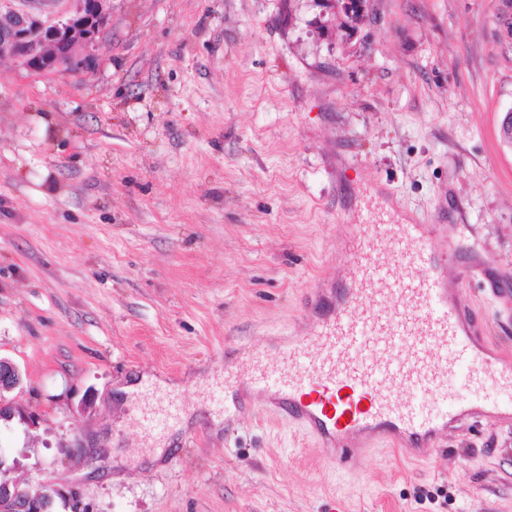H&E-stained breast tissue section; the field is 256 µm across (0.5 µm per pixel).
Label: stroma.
Returning <instances> with one entry per match:
<instances>
[{
  "mask_svg": "<svg viewBox=\"0 0 512 512\" xmlns=\"http://www.w3.org/2000/svg\"><path fill=\"white\" fill-rule=\"evenodd\" d=\"M499 3L371 0L350 36L323 0H112L91 66L0 55V356L41 417L0 421L7 479L87 512H512V422L347 467L253 392L215 425L211 382L309 335L361 224L447 225L462 308L512 351ZM142 374L177 431L113 399Z\"/></svg>",
  "mask_w": 512,
  "mask_h": 512,
  "instance_id": "stroma-1",
  "label": "stroma"
}]
</instances>
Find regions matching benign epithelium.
Masks as SVG:
<instances>
[{
  "label": "benign epithelium",
  "mask_w": 512,
  "mask_h": 512,
  "mask_svg": "<svg viewBox=\"0 0 512 512\" xmlns=\"http://www.w3.org/2000/svg\"><path fill=\"white\" fill-rule=\"evenodd\" d=\"M69 2L60 12L57 5ZM111 0H3L0 3V49L31 73L61 72L87 67L94 60L97 38L108 22ZM344 24L357 28L366 18L370 0H324ZM22 374L17 365L0 358V420L15 417L32 428L35 413L5 400L19 388ZM57 489L48 481L23 487L17 481L0 483V512H47Z\"/></svg>",
  "instance_id": "obj_1"
}]
</instances>
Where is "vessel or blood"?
<instances>
[{"label":"vessel or blood","instance_id":"b4317fda","mask_svg":"<svg viewBox=\"0 0 512 512\" xmlns=\"http://www.w3.org/2000/svg\"><path fill=\"white\" fill-rule=\"evenodd\" d=\"M357 235L354 285L335 310L274 360L252 354L244 374L225 366L223 388L243 381L276 398L290 423L338 442L342 463L361 434L426 458L451 424L512 416V352L487 354L463 325L430 225L361 224Z\"/></svg>","mask_w":512,"mask_h":512}]
</instances>
